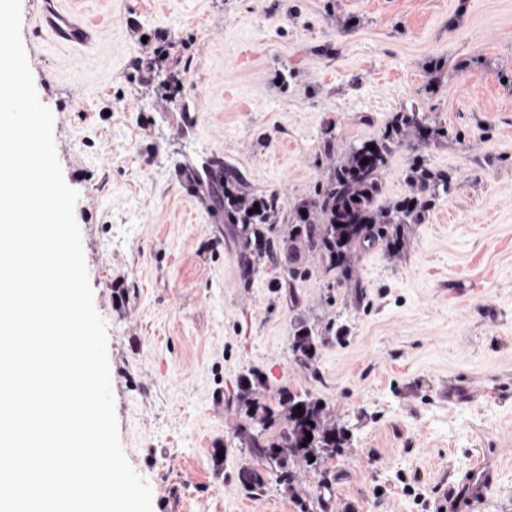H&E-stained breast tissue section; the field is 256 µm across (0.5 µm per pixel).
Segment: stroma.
I'll list each match as a JSON object with an SVG mask.
<instances>
[{"label": "stroma", "mask_w": 512, "mask_h": 512, "mask_svg": "<svg viewBox=\"0 0 512 512\" xmlns=\"http://www.w3.org/2000/svg\"><path fill=\"white\" fill-rule=\"evenodd\" d=\"M128 17L188 43L172 103L130 82ZM20 37L153 512H435L477 459L500 478L462 512H512V0H21ZM411 110L442 134L394 148L378 204L411 195L416 158L452 186L401 255L356 250L354 287L304 251L246 264L215 187L189 198L178 178L218 159L294 205ZM294 260L312 270L295 303L277 285ZM302 321L322 338L311 371ZM284 389L350 435L288 485L245 444L251 404ZM319 343V336L315 334L313 328L300 324L293 336L291 351L295 359L307 367L315 361Z\"/></svg>", "instance_id": "stroma-1"}]
</instances>
